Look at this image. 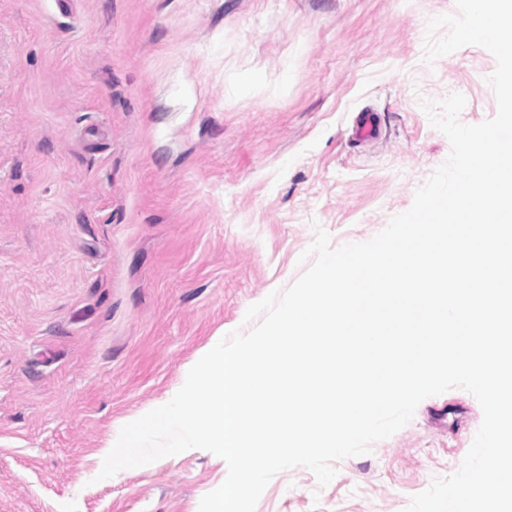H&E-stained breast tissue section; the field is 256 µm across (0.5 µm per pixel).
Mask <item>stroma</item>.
<instances>
[{
	"label": "stroma",
	"mask_w": 512,
	"mask_h": 512,
	"mask_svg": "<svg viewBox=\"0 0 512 512\" xmlns=\"http://www.w3.org/2000/svg\"><path fill=\"white\" fill-rule=\"evenodd\" d=\"M455 0H0V512H199L202 449L102 480L118 425L174 395L247 308L289 288L315 228L370 240L449 140L422 103L493 117L496 67L424 59ZM382 133L353 139L359 112ZM423 400L326 487L276 474L256 512H403L482 422Z\"/></svg>",
	"instance_id": "35a3bbf8"
}]
</instances>
